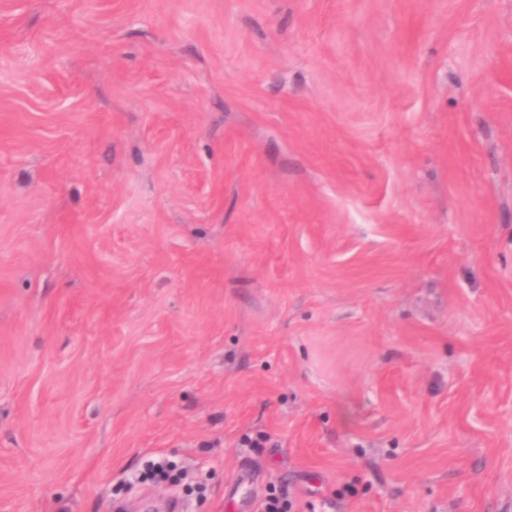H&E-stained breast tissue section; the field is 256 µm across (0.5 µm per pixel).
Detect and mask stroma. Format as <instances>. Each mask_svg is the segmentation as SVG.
I'll list each match as a JSON object with an SVG mask.
<instances>
[{
    "mask_svg": "<svg viewBox=\"0 0 512 512\" xmlns=\"http://www.w3.org/2000/svg\"><path fill=\"white\" fill-rule=\"evenodd\" d=\"M279 487L512 512V0H0V512Z\"/></svg>",
    "mask_w": 512,
    "mask_h": 512,
    "instance_id": "obj_1",
    "label": "stroma"
}]
</instances>
